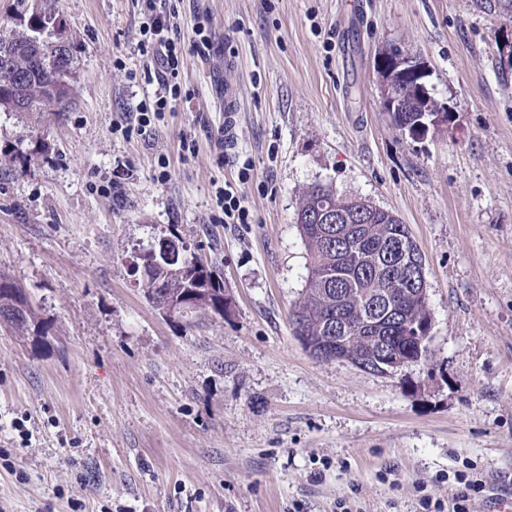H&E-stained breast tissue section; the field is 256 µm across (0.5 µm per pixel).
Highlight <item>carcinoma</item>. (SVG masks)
Listing matches in <instances>:
<instances>
[{"label":"carcinoma","instance_id":"cac0c4a2","mask_svg":"<svg viewBox=\"0 0 512 512\" xmlns=\"http://www.w3.org/2000/svg\"><path fill=\"white\" fill-rule=\"evenodd\" d=\"M23 31L0 36V56L13 53L24 46L33 26L26 24ZM20 72L34 87H42L29 94L27 110L46 107H68L73 89L71 76L76 59L70 44H63L56 54L47 57L31 49L17 63ZM17 73L0 66V107L15 111ZM339 207L350 210L353 197L338 193L330 186L316 184L308 189L297 212V224L308 252L304 294L292 311L294 334L303 337L306 347L321 351L326 346L324 324L336 318V295L349 297L344 314L350 326L347 341L337 348V355L350 363L377 365L380 357L397 356L407 361L418 355L416 336L431 322L428 302L417 291L404 283L397 285L395 273L404 254L398 253L392 263H386L383 253L400 239L411 238L407 225L382 208L366 215L365 223L348 225V235L357 244L353 253L341 252L336 244L321 235L322 225L315 218L325 209ZM173 266L166 258L164 246L159 244L138 267L147 293L154 303L164 308L167 298L154 284L168 281L167 291L180 296L188 291L186 283L205 289V297L184 299V310L207 309L220 316L230 304L224 294L220 277L204 265L183 268L181 275L172 273ZM0 319L16 330L26 332L33 324L34 313L16 286L0 276Z\"/></svg>","mask_w":512,"mask_h":512}]
</instances>
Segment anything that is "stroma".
<instances>
[{
  "label": "stroma",
  "instance_id": "stroma-1",
  "mask_svg": "<svg viewBox=\"0 0 512 512\" xmlns=\"http://www.w3.org/2000/svg\"><path fill=\"white\" fill-rule=\"evenodd\" d=\"M44 3L77 63L65 111L0 109V275L37 323L21 335L0 320V512H336L341 496L416 512V484L449 500L466 459L488 481L470 512H487L512 487V14L491 0H179L193 98L141 137L125 132L150 89L139 0ZM394 44L427 60L452 108L422 138L383 109L374 58ZM227 183L250 223H213ZM318 183L409 228L428 362L376 375L294 336L296 211ZM175 237L221 278L228 315L149 300L136 261Z\"/></svg>",
  "mask_w": 512,
  "mask_h": 512
}]
</instances>
